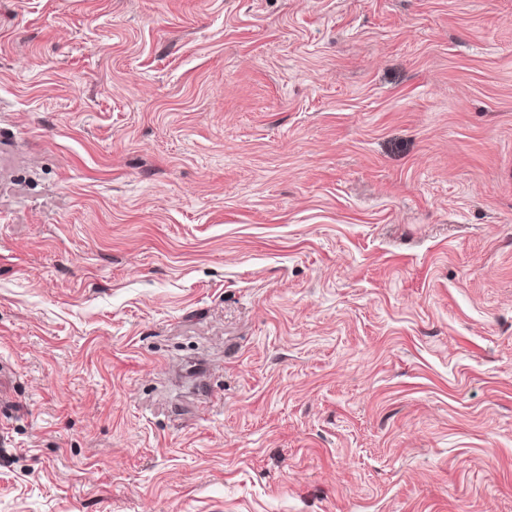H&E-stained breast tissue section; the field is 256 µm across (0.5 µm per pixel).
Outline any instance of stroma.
I'll use <instances>...</instances> for the list:
<instances>
[{"instance_id":"obj_1","label":"stroma","mask_w":512,"mask_h":512,"mask_svg":"<svg viewBox=\"0 0 512 512\" xmlns=\"http://www.w3.org/2000/svg\"><path fill=\"white\" fill-rule=\"evenodd\" d=\"M0 512H512V0H0Z\"/></svg>"}]
</instances>
